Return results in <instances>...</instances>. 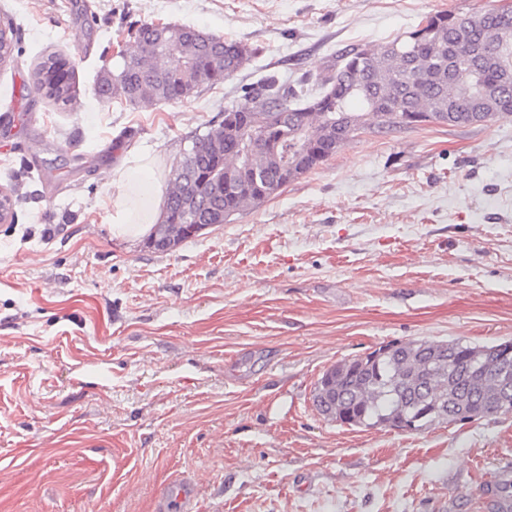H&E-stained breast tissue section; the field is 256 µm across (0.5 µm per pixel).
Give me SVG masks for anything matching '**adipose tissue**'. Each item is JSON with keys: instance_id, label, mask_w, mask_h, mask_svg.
<instances>
[{"instance_id": "adipose-tissue-1", "label": "adipose tissue", "mask_w": 512, "mask_h": 512, "mask_svg": "<svg viewBox=\"0 0 512 512\" xmlns=\"http://www.w3.org/2000/svg\"><path fill=\"white\" fill-rule=\"evenodd\" d=\"M156 159L146 151L129 152L122 167L107 175L106 207L110 231L117 239H137L147 234L163 217V188L148 181Z\"/></svg>"}]
</instances>
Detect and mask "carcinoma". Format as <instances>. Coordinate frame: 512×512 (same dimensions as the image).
Listing matches in <instances>:
<instances>
[{
  "instance_id": "obj_1",
  "label": "carcinoma",
  "mask_w": 512,
  "mask_h": 512,
  "mask_svg": "<svg viewBox=\"0 0 512 512\" xmlns=\"http://www.w3.org/2000/svg\"><path fill=\"white\" fill-rule=\"evenodd\" d=\"M188 25L143 22L129 33L100 101L134 108L182 101L202 86L232 78L254 50ZM49 55L33 88L68 105L75 87L45 86ZM249 105L229 106L192 139L168 180L173 224H222L256 207L329 160L355 134L421 123L467 125L512 114V12H439L382 47L349 45L312 91L306 81L271 76L251 87ZM312 403L325 419L349 427L420 432L439 423L512 415V341L409 340L342 360L315 383Z\"/></svg>"
}]
</instances>
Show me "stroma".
Instances as JSON below:
<instances>
[{
  "instance_id": "stroma-1",
  "label": "stroma",
  "mask_w": 512,
  "mask_h": 512,
  "mask_svg": "<svg viewBox=\"0 0 512 512\" xmlns=\"http://www.w3.org/2000/svg\"><path fill=\"white\" fill-rule=\"evenodd\" d=\"M499 0H0V512H153L198 479L197 512H485L512 416L418 433L312 404L322 372L395 341L512 339V116L355 136L277 196L167 252L113 238L102 173L128 150L171 171L265 76L318 77L427 15ZM255 48L184 101H99L141 22ZM75 68L62 106L28 90ZM66 61L62 58L58 57L57 55H49L46 59L41 61L33 72V88L36 91H45V95L53 100L55 103H62L63 105L71 104L75 98V87L73 85V77H72V71L70 76V83L68 84L67 88L64 91H60V89L53 90L49 87L45 86V83L43 81V72L47 67H50L56 63H60L61 65L64 64Z\"/></svg>"
}]
</instances>
